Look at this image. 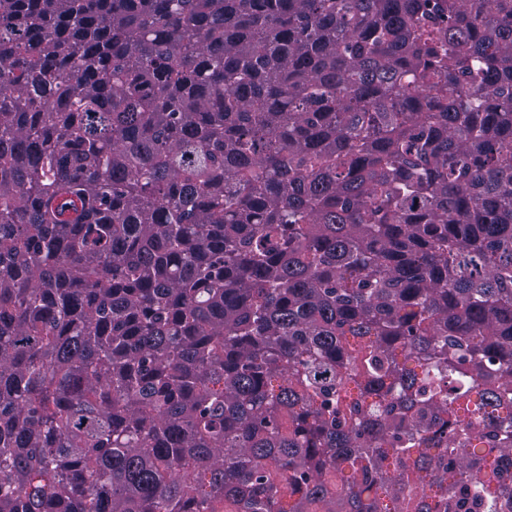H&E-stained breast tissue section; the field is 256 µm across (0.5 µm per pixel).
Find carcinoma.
<instances>
[{
    "label": "carcinoma",
    "mask_w": 512,
    "mask_h": 512,
    "mask_svg": "<svg viewBox=\"0 0 512 512\" xmlns=\"http://www.w3.org/2000/svg\"><path fill=\"white\" fill-rule=\"evenodd\" d=\"M512 0H0V512H512Z\"/></svg>",
    "instance_id": "1"
}]
</instances>
